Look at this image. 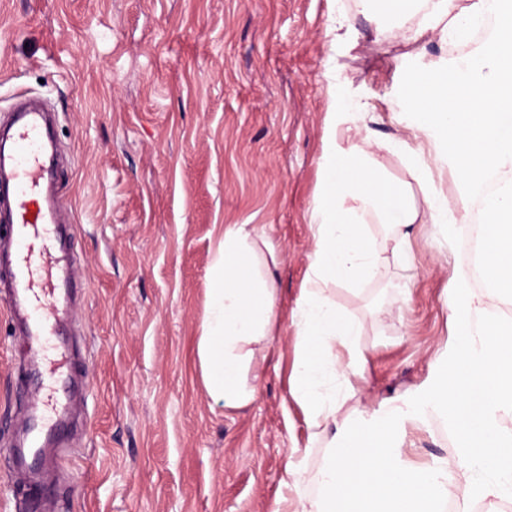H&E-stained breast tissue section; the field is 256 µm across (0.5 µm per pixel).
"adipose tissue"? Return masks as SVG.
<instances>
[{
  "mask_svg": "<svg viewBox=\"0 0 512 512\" xmlns=\"http://www.w3.org/2000/svg\"><path fill=\"white\" fill-rule=\"evenodd\" d=\"M376 2L388 17L417 18L416 42L464 39L490 13L498 35L479 56L418 64L397 83L404 109L393 118L410 137L375 136L360 101L330 107L308 217L312 251L292 314L297 350L289 395L312 438L333 430L338 441L313 473L290 451L273 512H288L307 482L318 489L308 512H442L458 492L512 503V320L496 313L512 301V0ZM383 154L398 158L410 181L386 178ZM445 171L456 187L451 195L436 182ZM476 197L478 263L491 288L474 291L468 273L457 271L445 297L456 330L429 383L372 413L342 415L366 358L357 345L360 325L337 305L334 288L374 280L392 262L407 264L413 225H431L434 243L448 240ZM375 223L382 238L372 234ZM278 263L265 233L225 225L197 345L204 391L225 408L256 398L243 372L267 357L276 334L271 269ZM429 414L448 424L455 452L422 468L408 462L396 436Z\"/></svg>",
  "mask_w": 512,
  "mask_h": 512,
  "instance_id": "1",
  "label": "adipose tissue"
}]
</instances>
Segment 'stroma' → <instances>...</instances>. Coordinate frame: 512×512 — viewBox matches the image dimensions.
<instances>
[{"instance_id":"35a3bbf8","label":"stroma","mask_w":512,"mask_h":512,"mask_svg":"<svg viewBox=\"0 0 512 512\" xmlns=\"http://www.w3.org/2000/svg\"><path fill=\"white\" fill-rule=\"evenodd\" d=\"M368 12L365 0H0V115L22 95L51 108L55 189L76 245L70 323L46 345H72L92 383L77 389L56 474L30 502L8 450L45 388L27 382L31 355L0 303V512H272L292 447L309 470L327 459L288 377L329 85L373 105L378 137L403 134L393 87L417 51L416 20L379 38ZM339 16L354 50L333 41ZM228 224L264 230L280 256L278 334L250 369L255 401L236 410L205 394L197 357ZM430 233L416 225L411 269L393 263L336 290L367 357L344 413L417 391L451 340L445 295L460 259L452 241L438 255ZM400 441L421 466L454 451L425 427Z\"/></svg>"}]
</instances>
